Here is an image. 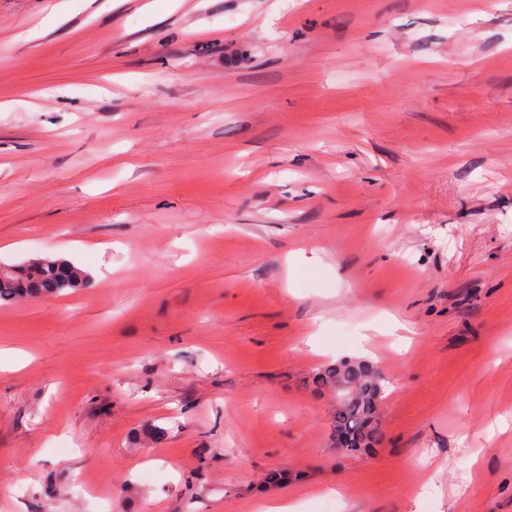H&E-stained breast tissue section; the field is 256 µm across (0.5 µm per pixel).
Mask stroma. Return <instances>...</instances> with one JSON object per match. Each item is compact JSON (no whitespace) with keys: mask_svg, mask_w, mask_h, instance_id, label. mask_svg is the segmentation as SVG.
I'll use <instances>...</instances> for the list:
<instances>
[{"mask_svg":"<svg viewBox=\"0 0 512 512\" xmlns=\"http://www.w3.org/2000/svg\"><path fill=\"white\" fill-rule=\"evenodd\" d=\"M62 254L0 305V512H512V0H0V264ZM18 273L0 275V302L46 298L90 287L89 279L62 258L52 256L30 259L13 268ZM377 373L364 361L342 359L334 365L319 369L312 377V384L317 391L329 390L333 380L338 377L346 386L356 388L359 393L358 400L343 405V411L335 412L332 420V437L336 435V430L351 435L348 451L369 452L379 443L380 433L375 420L378 403L383 399L384 386L383 379L378 380ZM364 427L367 429L362 432ZM352 429L356 430L353 435L350 433Z\"/></svg>","mask_w":512,"mask_h":512,"instance_id":"35a3bbf8","label":"stroma"}]
</instances>
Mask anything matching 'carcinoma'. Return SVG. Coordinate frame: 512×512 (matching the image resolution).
<instances>
[{"mask_svg": "<svg viewBox=\"0 0 512 512\" xmlns=\"http://www.w3.org/2000/svg\"><path fill=\"white\" fill-rule=\"evenodd\" d=\"M88 287L90 281L86 275L66 260L52 256L37 257L16 265L13 273L0 275V302L55 297ZM337 378L346 386L357 389L359 398L334 413L332 430L347 433L355 430L347 450L368 452L379 443L380 433L374 419L378 403L383 399V381L378 379L377 370L369 364L342 359L315 372L312 384L318 391L328 390Z\"/></svg>", "mask_w": 512, "mask_h": 512, "instance_id": "obj_1", "label": "carcinoma"}]
</instances>
